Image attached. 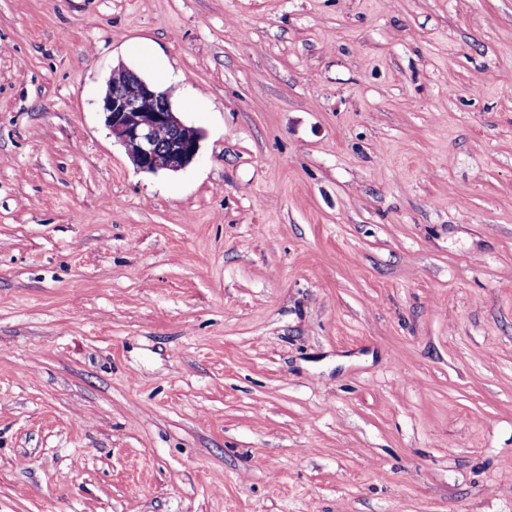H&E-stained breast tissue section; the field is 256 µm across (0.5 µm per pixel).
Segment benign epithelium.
I'll return each instance as SVG.
<instances>
[{"label": "benign epithelium", "mask_w": 512, "mask_h": 512, "mask_svg": "<svg viewBox=\"0 0 512 512\" xmlns=\"http://www.w3.org/2000/svg\"><path fill=\"white\" fill-rule=\"evenodd\" d=\"M102 111L106 126L141 172H176L198 154L200 132L178 118L165 92L139 77L113 72Z\"/></svg>", "instance_id": "1"}]
</instances>
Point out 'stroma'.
<instances>
[{
    "mask_svg": "<svg viewBox=\"0 0 512 512\" xmlns=\"http://www.w3.org/2000/svg\"><path fill=\"white\" fill-rule=\"evenodd\" d=\"M0 512H512V0H0ZM131 75L112 74L102 100L106 126L124 145L137 170L184 169L198 154L200 132L178 118L165 92Z\"/></svg>",
    "mask_w": 512,
    "mask_h": 512,
    "instance_id": "1",
    "label": "stroma"
}]
</instances>
